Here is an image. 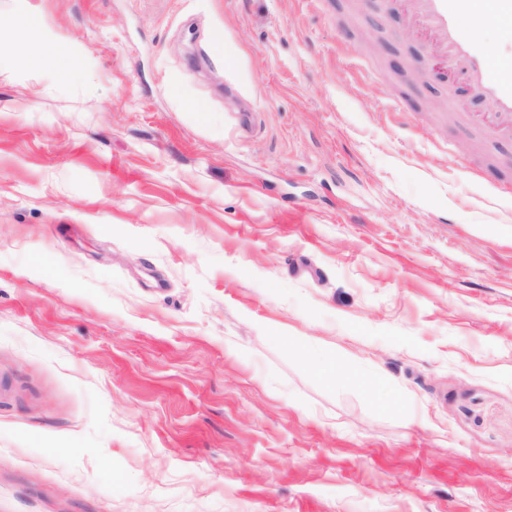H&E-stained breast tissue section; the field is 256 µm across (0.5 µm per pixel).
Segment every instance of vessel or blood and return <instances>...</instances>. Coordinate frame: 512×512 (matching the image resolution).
Masks as SVG:
<instances>
[{"mask_svg": "<svg viewBox=\"0 0 512 512\" xmlns=\"http://www.w3.org/2000/svg\"><path fill=\"white\" fill-rule=\"evenodd\" d=\"M423 22L464 61L469 79L494 104L485 126L492 136H512V0H414ZM492 26L503 44H486L480 32Z\"/></svg>", "mask_w": 512, "mask_h": 512, "instance_id": "b4317fda", "label": "vessel or blood"}]
</instances>
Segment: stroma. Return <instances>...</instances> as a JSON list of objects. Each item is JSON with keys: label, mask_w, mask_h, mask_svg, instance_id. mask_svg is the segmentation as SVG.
I'll return each mask as SVG.
<instances>
[{"label": "stroma", "mask_w": 512, "mask_h": 512, "mask_svg": "<svg viewBox=\"0 0 512 512\" xmlns=\"http://www.w3.org/2000/svg\"><path fill=\"white\" fill-rule=\"evenodd\" d=\"M20 24L73 76L0 72V512H512V140L408 0Z\"/></svg>", "instance_id": "1"}]
</instances>
